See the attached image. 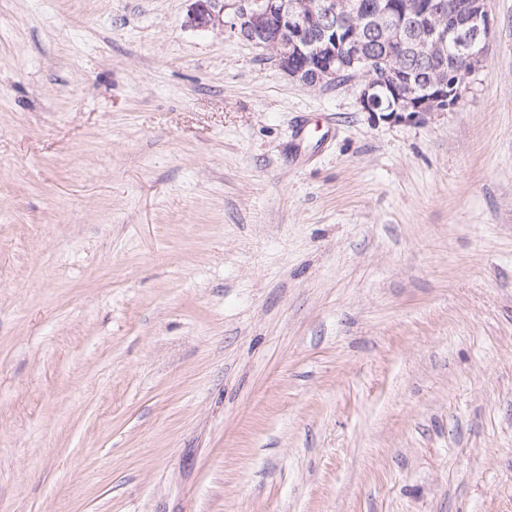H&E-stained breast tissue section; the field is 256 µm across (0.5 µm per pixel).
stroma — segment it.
<instances>
[{"label": "stroma", "instance_id": "stroma-1", "mask_svg": "<svg viewBox=\"0 0 512 512\" xmlns=\"http://www.w3.org/2000/svg\"><path fill=\"white\" fill-rule=\"evenodd\" d=\"M224 2L0 0V512H512V0L416 123Z\"/></svg>", "mask_w": 512, "mask_h": 512}]
</instances>
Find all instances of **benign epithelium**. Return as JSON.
<instances>
[{
	"mask_svg": "<svg viewBox=\"0 0 512 512\" xmlns=\"http://www.w3.org/2000/svg\"><path fill=\"white\" fill-rule=\"evenodd\" d=\"M230 32L256 47L268 44L272 29L282 34L277 45L280 65L290 76L299 78L303 69L295 64L301 56L313 66L317 82L336 79V65L356 72L366 68L365 56L354 50L360 45L363 25L336 31V0H235ZM384 18L374 26L383 44L400 53L407 41L399 35L397 18L383 11ZM215 21L212 0H195L190 23L206 29ZM494 27L488 0H432L417 15V30L425 37L424 55L437 62L442 77L426 92H419L413 71L397 66L387 70L382 83L364 84L358 101L363 111L383 114L393 122H422L452 109L461 98L468 74L484 60L487 41ZM451 58L456 66L445 68Z\"/></svg>",
	"mask_w": 512,
	"mask_h": 512,
	"instance_id": "obj_1",
	"label": "benign epithelium"
}]
</instances>
